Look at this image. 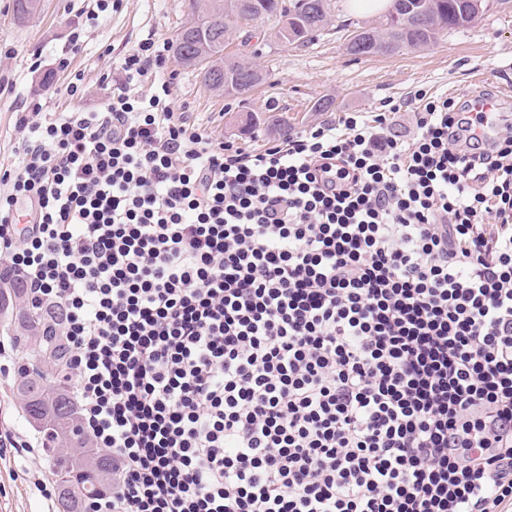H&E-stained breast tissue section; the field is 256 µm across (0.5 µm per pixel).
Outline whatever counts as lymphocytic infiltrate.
Wrapping results in <instances>:
<instances>
[{
	"label": "lymphocytic infiltrate",
	"instance_id": "f902f5d3",
	"mask_svg": "<svg viewBox=\"0 0 512 512\" xmlns=\"http://www.w3.org/2000/svg\"><path fill=\"white\" fill-rule=\"evenodd\" d=\"M167 47L18 113L0 270L63 309L92 512H512V135L424 89L250 153ZM152 91L135 94L144 79Z\"/></svg>",
	"mask_w": 512,
	"mask_h": 512
}]
</instances>
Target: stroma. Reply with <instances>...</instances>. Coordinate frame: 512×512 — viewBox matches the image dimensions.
<instances>
[{"label": "stroma", "mask_w": 512, "mask_h": 512, "mask_svg": "<svg viewBox=\"0 0 512 512\" xmlns=\"http://www.w3.org/2000/svg\"><path fill=\"white\" fill-rule=\"evenodd\" d=\"M331 5L329 29L313 43L302 47L272 41L264 47L255 63L265 79L241 100L210 90L200 69L168 58L167 70L175 76V112L213 140L259 152L287 134L338 122L348 112L373 115L388 100L405 105L394 128L409 135L418 89L463 102L482 91L497 94L512 86V0H496L479 22L444 32L429 47L357 60L346 50L350 35L376 25L380 17L352 11L349 0H332ZM93 6V0H42L40 13L21 24L14 18L13 0H0V165L21 158L16 115L31 101H39L46 112L68 111L73 101L66 86L79 73L82 105L98 106L111 92L104 74L128 49L147 38L173 42L190 20L188 0H121L95 20L90 17ZM75 30L81 33L76 50L70 44ZM67 51L72 54L69 71L55 73L53 85H46V73L54 72L56 57ZM35 54L41 57L36 71L30 68ZM326 98L333 102L331 109L315 111L314 103ZM28 463L24 453L12 448L0 460V512H44L40 493L13 477Z\"/></svg>", "instance_id": "stroma-1"}]
</instances>
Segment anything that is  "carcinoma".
Returning <instances> with one entry per match:
<instances>
[{
  "label": "carcinoma",
  "mask_w": 512,
  "mask_h": 512,
  "mask_svg": "<svg viewBox=\"0 0 512 512\" xmlns=\"http://www.w3.org/2000/svg\"><path fill=\"white\" fill-rule=\"evenodd\" d=\"M413 9L399 12L384 29L363 35L348 46L357 56L391 55L404 48L418 49L434 44L450 29L471 25L486 14L477 0H413ZM192 15L187 28L202 26L208 30L205 44L196 48L224 62L222 70L202 72L204 84L228 95H243L246 86L227 85L228 79L243 80L247 72L262 76L258 69L236 57H224V43L232 37L228 20L234 10L221 0H189ZM259 19H274L276 26L288 22L292 34L288 43L305 46L322 35L331 21V0H261ZM40 10V0H15L17 21L26 22ZM11 309L3 329L23 348V358L14 383L16 399L28 423L48 443L53 465V480L59 493V512H87L88 502L112 484V467L100 455L82 431L77 404L69 387L54 378L65 345L59 327L61 309H35L26 299V289L16 279L0 277V311Z\"/></svg>",
  "instance_id": "cac0c4a2"
}]
</instances>
